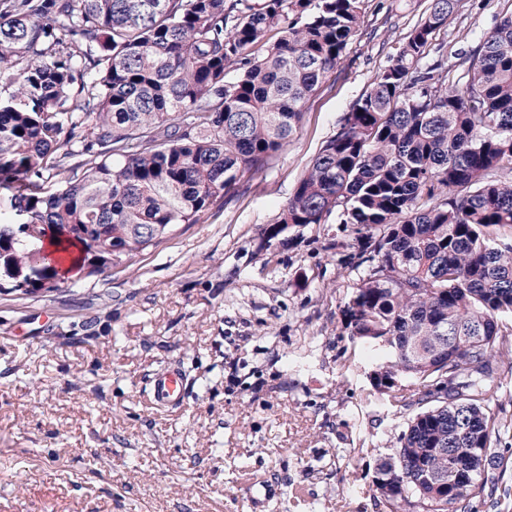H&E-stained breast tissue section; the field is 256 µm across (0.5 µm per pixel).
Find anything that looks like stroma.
I'll return each mask as SVG.
<instances>
[{"label":"stroma","instance_id":"obj_1","mask_svg":"<svg viewBox=\"0 0 512 512\" xmlns=\"http://www.w3.org/2000/svg\"><path fill=\"white\" fill-rule=\"evenodd\" d=\"M431 0H368L287 147L109 274L0 292V512H380L373 480L402 421L342 315L352 225L266 235L322 145ZM512 0H461L436 38L468 51ZM180 365L186 398L148 401Z\"/></svg>","mask_w":512,"mask_h":512}]
</instances>
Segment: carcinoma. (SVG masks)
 Masks as SVG:
<instances>
[{
	"mask_svg": "<svg viewBox=\"0 0 512 512\" xmlns=\"http://www.w3.org/2000/svg\"><path fill=\"white\" fill-rule=\"evenodd\" d=\"M459 2L432 0L276 220L354 225L367 268L342 314L405 418L374 480L389 512H477L512 434V13L450 53ZM365 6L0 0V292L57 288L76 243L93 276L196 223L288 146ZM505 351L506 355L501 358L499 368L503 384L498 395L505 401L506 414L509 419L510 417L512 418V402H510V394H512V343L511 346L508 344Z\"/></svg>",
	"mask_w": 512,
	"mask_h": 512,
	"instance_id": "obj_1",
	"label": "carcinoma"
}]
</instances>
